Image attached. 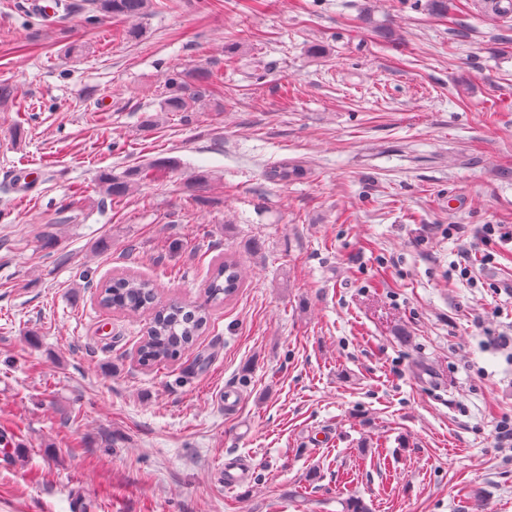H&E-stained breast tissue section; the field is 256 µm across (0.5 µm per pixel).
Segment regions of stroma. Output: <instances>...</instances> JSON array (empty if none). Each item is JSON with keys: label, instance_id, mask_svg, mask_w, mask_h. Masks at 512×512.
Returning a JSON list of instances; mask_svg holds the SVG:
<instances>
[{"label": "stroma", "instance_id": "35a3bbf8", "mask_svg": "<svg viewBox=\"0 0 512 512\" xmlns=\"http://www.w3.org/2000/svg\"><path fill=\"white\" fill-rule=\"evenodd\" d=\"M65 2L0 0V512H512V347L484 344L512 335V240L479 236L512 232V17L181 0L129 41ZM196 66L223 97L160 113ZM161 158L104 195L100 171ZM285 163L306 177L269 179ZM227 254L243 288L140 366L146 316L96 286L196 303ZM173 167L170 160H154L146 166L129 168L122 176L112 175L110 171H102L99 174V183L104 193L111 200H123L135 187H140L148 182L158 179L159 176L167 174Z\"/></svg>", "mask_w": 512, "mask_h": 512}]
</instances>
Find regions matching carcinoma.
<instances>
[{"label": "carcinoma", "instance_id": "obj_1", "mask_svg": "<svg viewBox=\"0 0 512 512\" xmlns=\"http://www.w3.org/2000/svg\"><path fill=\"white\" fill-rule=\"evenodd\" d=\"M95 12L104 18H118L130 22L121 30L128 40L140 37L135 21L155 7L154 0H92ZM168 95L162 103L165 112H187L190 103L201 104L223 94L212 70L196 67L186 71L172 70L166 79ZM173 167L169 160L159 159L146 166L132 167L116 176L109 171L99 174L104 193L115 201L123 200L135 187L143 186L168 173ZM304 175L303 169L282 165L269 172V178L288 182ZM238 262L232 256L219 258L205 288V302L189 306L178 300L164 305L156 303L155 285L136 275H121L104 285L101 304L113 311L128 315L149 314L146 335L139 342L138 364L145 368L168 362L181 351L193 346L211 319V304L232 296L241 287Z\"/></svg>", "mask_w": 512, "mask_h": 512}]
</instances>
